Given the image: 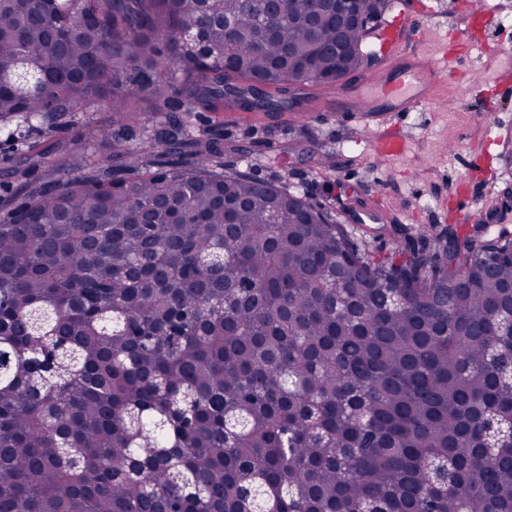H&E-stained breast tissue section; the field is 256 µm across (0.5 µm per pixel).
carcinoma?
I'll list each match as a JSON object with an SVG mask.
<instances>
[{"instance_id":"cac0c4a2","label":"carcinoma","mask_w":512,"mask_h":512,"mask_svg":"<svg viewBox=\"0 0 512 512\" xmlns=\"http://www.w3.org/2000/svg\"><path fill=\"white\" fill-rule=\"evenodd\" d=\"M45 2L0 0V132L101 106L134 176L81 153L0 186V512H512V232L373 255L185 120L281 110L364 69L331 51L373 28L309 38L310 0L271 37L242 0Z\"/></svg>"}]
</instances>
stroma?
<instances>
[{
	"label": "stroma",
	"instance_id": "35a3bbf8",
	"mask_svg": "<svg viewBox=\"0 0 512 512\" xmlns=\"http://www.w3.org/2000/svg\"><path fill=\"white\" fill-rule=\"evenodd\" d=\"M391 14L432 8L430 24L464 32L468 0H391ZM492 21L475 33V47L457 57L452 78L418 112L392 111V102L360 73L335 84H312L299 105L282 112L224 108L197 112L192 128L202 138L224 134L236 149L225 152L226 167L257 179H277L304 190L314 204L343 217L360 196L370 195L382 212L398 217L407 234L466 232L484 224L512 228V0H486ZM370 98L388 110L387 122L406 142L405 152L378 160L368 152L361 123L348 104ZM105 111L78 112L57 133L39 139L42 165L66 171L68 151L89 147L93 159L111 163V144L89 142L88 126L107 125ZM327 156V166L316 160ZM482 155L487 165L471 166Z\"/></svg>",
	"mask_w": 512,
	"mask_h": 512
}]
</instances>
